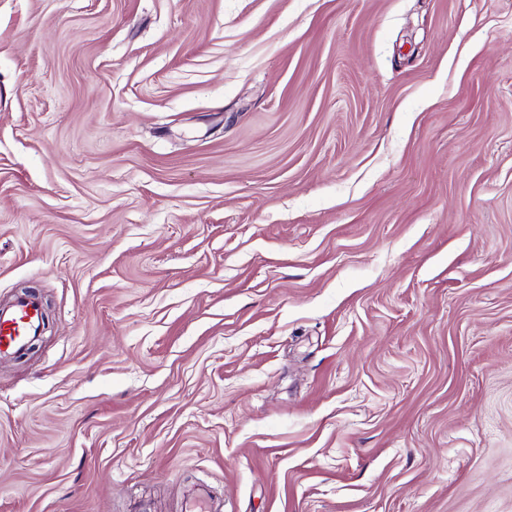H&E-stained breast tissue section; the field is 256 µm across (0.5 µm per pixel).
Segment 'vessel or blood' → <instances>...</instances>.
I'll return each instance as SVG.
<instances>
[{"label":"vessel or blood","mask_w":512,"mask_h":512,"mask_svg":"<svg viewBox=\"0 0 512 512\" xmlns=\"http://www.w3.org/2000/svg\"><path fill=\"white\" fill-rule=\"evenodd\" d=\"M42 304L34 293L19 295L9 306L0 307V356L22 355L38 336Z\"/></svg>","instance_id":"b4317fda"}]
</instances>
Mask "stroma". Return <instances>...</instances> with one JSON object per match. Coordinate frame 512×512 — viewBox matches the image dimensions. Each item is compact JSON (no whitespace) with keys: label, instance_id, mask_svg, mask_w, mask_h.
Here are the masks:
<instances>
[{"label":"stroma","instance_id":"obj_1","mask_svg":"<svg viewBox=\"0 0 512 512\" xmlns=\"http://www.w3.org/2000/svg\"><path fill=\"white\" fill-rule=\"evenodd\" d=\"M0 512H512V0H0ZM42 304L35 293L21 294L8 307H0V356L22 355L38 336Z\"/></svg>","mask_w":512,"mask_h":512}]
</instances>
